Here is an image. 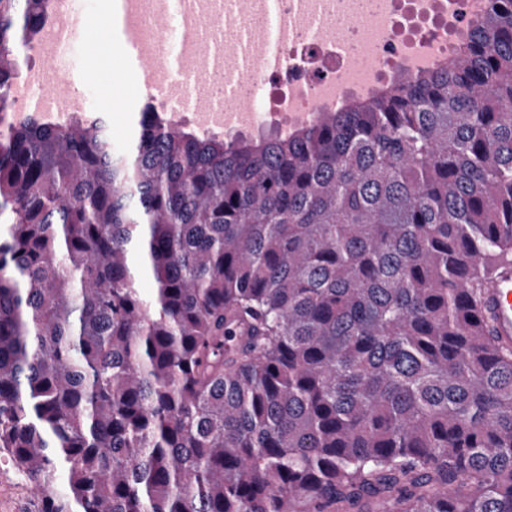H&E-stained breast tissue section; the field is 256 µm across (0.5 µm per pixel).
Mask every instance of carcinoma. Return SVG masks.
Returning <instances> with one entry per match:
<instances>
[{"label": "carcinoma", "instance_id": "cac0c4a2", "mask_svg": "<svg viewBox=\"0 0 512 512\" xmlns=\"http://www.w3.org/2000/svg\"><path fill=\"white\" fill-rule=\"evenodd\" d=\"M47 0H0V112ZM512 0L291 134L0 137V460L36 512H512ZM155 288H137L143 273ZM481 312L492 336L504 346H512V264L505 263L483 289Z\"/></svg>", "mask_w": 512, "mask_h": 512}]
</instances>
